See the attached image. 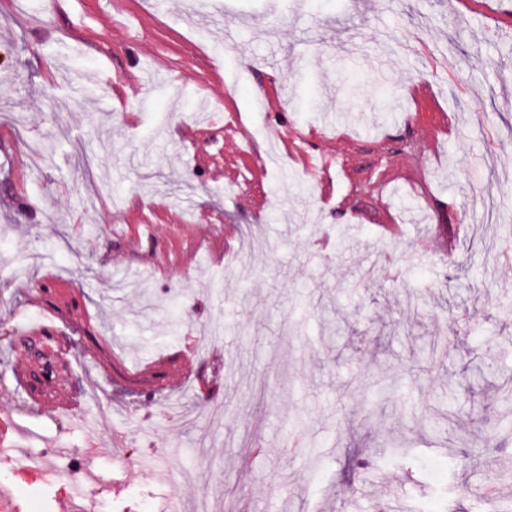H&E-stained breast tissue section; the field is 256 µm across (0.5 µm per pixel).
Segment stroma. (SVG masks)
<instances>
[{
	"label": "stroma",
	"instance_id": "35a3bbf8",
	"mask_svg": "<svg viewBox=\"0 0 512 512\" xmlns=\"http://www.w3.org/2000/svg\"><path fill=\"white\" fill-rule=\"evenodd\" d=\"M486 2L0 0V409L16 444L53 451L19 463L21 512H70L64 467L90 439L92 474L119 484L106 512H135L136 491L210 512H491L472 486L512 491L494 468L512 455V0L492 25ZM158 64L176 86L113 91ZM271 88L268 121L295 129L277 170L248 120ZM313 151L351 177L313 180ZM438 231L456 251L415 253ZM46 320L71 370L20 387Z\"/></svg>",
	"mask_w": 512,
	"mask_h": 512
}]
</instances>
